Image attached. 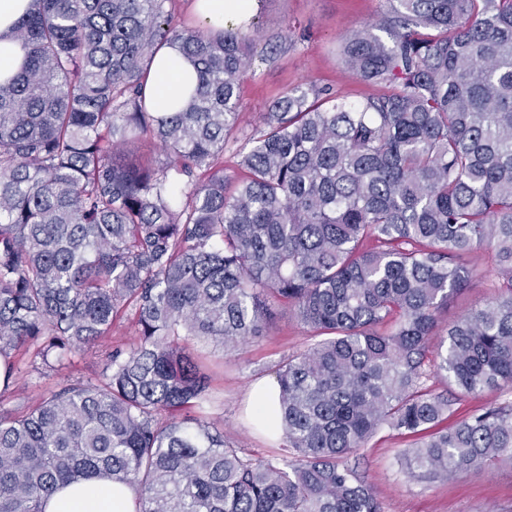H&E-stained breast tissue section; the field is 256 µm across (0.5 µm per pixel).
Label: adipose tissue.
I'll return each mask as SVG.
<instances>
[{"label": "adipose tissue", "instance_id": "obj_1", "mask_svg": "<svg viewBox=\"0 0 512 512\" xmlns=\"http://www.w3.org/2000/svg\"><path fill=\"white\" fill-rule=\"evenodd\" d=\"M32 0H0V81L13 75L25 51L14 36L16 22L29 11ZM258 0H194L192 12L197 24L218 31L226 21L251 18ZM195 71L178 53L164 48L157 52L150 68L148 86L159 109L168 98L193 83ZM134 494L125 487L89 480L57 490L45 512H137Z\"/></svg>", "mask_w": 512, "mask_h": 512}]
</instances>
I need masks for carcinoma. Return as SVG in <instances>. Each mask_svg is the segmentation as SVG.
I'll list each match as a JSON object with an SVG mask.
<instances>
[{
	"mask_svg": "<svg viewBox=\"0 0 512 512\" xmlns=\"http://www.w3.org/2000/svg\"><path fill=\"white\" fill-rule=\"evenodd\" d=\"M388 2L340 46L387 93L290 89L229 174L253 21L212 34L175 24L169 0H32L0 82V393L16 351L35 347L48 377L128 306L139 343L100 379L0 411V512H45L91 479L129 487L138 512H381L347 459L385 426L415 438L411 480L512 461V406L443 425L451 396L512 385V0ZM161 46L197 72L174 112L147 106ZM144 136L156 166L127 150ZM483 245L497 297L432 343ZM276 302L315 343L276 370L295 455L254 461L209 421L189 341L233 351Z\"/></svg>",
	"mask_w": 512,
	"mask_h": 512,
	"instance_id": "carcinoma-1",
	"label": "carcinoma"
}]
</instances>
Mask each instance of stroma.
I'll return each mask as SVG.
<instances>
[{
    "label": "stroma",
    "instance_id": "35a3bbf8",
    "mask_svg": "<svg viewBox=\"0 0 512 512\" xmlns=\"http://www.w3.org/2000/svg\"><path fill=\"white\" fill-rule=\"evenodd\" d=\"M388 7L387 0H261L256 12L259 36H279L283 42L270 58H255L251 71L240 82L245 130L262 129L269 102L302 83L332 88L347 101L382 94L383 86L361 80L344 66L339 45L352 32L377 23ZM468 263L476 273L474 283L441 314L440 327H448L498 294L492 249H475ZM136 341L135 312L129 308L115 322L110 338L85 348L54 377H39L31 369L32 351L20 350L14 389L0 397V408L26 414L49 391L100 377L112 350L130 348ZM311 342L293 309L279 304L263 334L249 337L235 351L227 353L214 344L198 343V350L208 357L211 417L250 457L274 458L282 445L281 439L253 426L247 407L250 387L257 381L274 379V370L283 357ZM409 443V438L385 427L348 458L349 465L371 485L383 512H512V463L475 469L446 481L414 482L398 461L399 450Z\"/></svg>",
    "mask_w": 512,
    "mask_h": 512
}]
</instances>
